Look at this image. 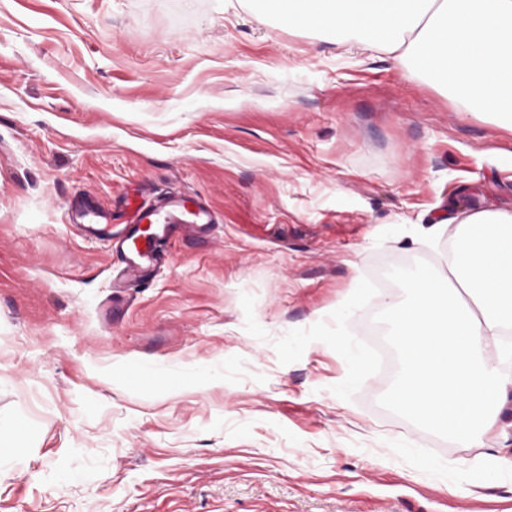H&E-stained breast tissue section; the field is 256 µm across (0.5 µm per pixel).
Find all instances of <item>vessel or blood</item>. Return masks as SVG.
Segmentation results:
<instances>
[{"instance_id": "1", "label": "vessel or blood", "mask_w": 512, "mask_h": 512, "mask_svg": "<svg viewBox=\"0 0 512 512\" xmlns=\"http://www.w3.org/2000/svg\"><path fill=\"white\" fill-rule=\"evenodd\" d=\"M122 227L112 225L113 211L97 210L92 220L73 217V224L90 236L115 238L116 251L126 260L155 264L162 259V247L171 239L188 235L209 224L207 208L195 197L170 192L156 195L147 190L125 195Z\"/></svg>"}]
</instances>
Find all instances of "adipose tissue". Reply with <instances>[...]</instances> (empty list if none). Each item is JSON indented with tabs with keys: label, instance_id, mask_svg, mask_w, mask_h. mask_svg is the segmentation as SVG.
I'll return each instance as SVG.
<instances>
[{
	"label": "adipose tissue",
	"instance_id": "adipose-tissue-1",
	"mask_svg": "<svg viewBox=\"0 0 512 512\" xmlns=\"http://www.w3.org/2000/svg\"><path fill=\"white\" fill-rule=\"evenodd\" d=\"M424 233L448 236L455 284L442 287L428 273L409 282L394 324L405 361L397 406L458 446L482 449V461L510 477L512 468L483 447L512 384V364L487 356L489 337L512 329V211L476 207Z\"/></svg>",
	"mask_w": 512,
	"mask_h": 512
}]
</instances>
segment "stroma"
<instances>
[{"label":"stroma","instance_id":"obj_1","mask_svg":"<svg viewBox=\"0 0 512 512\" xmlns=\"http://www.w3.org/2000/svg\"><path fill=\"white\" fill-rule=\"evenodd\" d=\"M142 184L217 222L117 288L68 208ZM475 207L512 209V129L387 53L245 0H0V512H512L351 360Z\"/></svg>","mask_w":512,"mask_h":512}]
</instances>
